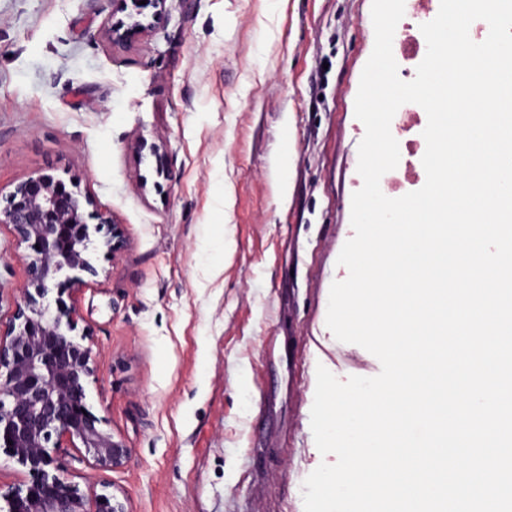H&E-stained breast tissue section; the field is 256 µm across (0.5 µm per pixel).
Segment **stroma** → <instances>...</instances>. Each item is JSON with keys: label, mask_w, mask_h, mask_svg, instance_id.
<instances>
[{"label": "stroma", "mask_w": 512, "mask_h": 512, "mask_svg": "<svg viewBox=\"0 0 512 512\" xmlns=\"http://www.w3.org/2000/svg\"><path fill=\"white\" fill-rule=\"evenodd\" d=\"M372 0H170L152 32L112 39V0H0V198L51 175L108 205L97 269L64 295L98 361L86 404L132 458L81 490L131 512H304L320 463L316 369L378 359L326 325L359 190L354 112L374 47ZM231 253H224V241ZM0 224V324L28 282ZM99 224L98 232L101 231V226H108L112 229L109 234L105 236L103 245L108 249L112 250V253L118 252L125 244V233L122 224H116L111 215L110 209L105 205H99Z\"/></svg>", "instance_id": "35a3bbf8"}]
</instances>
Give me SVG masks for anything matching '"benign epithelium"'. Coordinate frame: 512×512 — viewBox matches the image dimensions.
I'll use <instances>...</instances> for the list:
<instances>
[{"mask_svg": "<svg viewBox=\"0 0 512 512\" xmlns=\"http://www.w3.org/2000/svg\"><path fill=\"white\" fill-rule=\"evenodd\" d=\"M123 14L112 24V39L123 42L152 30L167 0H113ZM0 223L30 249L28 272L34 290L22 289L12 320L0 331V449L27 470L29 479L0 493V512H129L122 493L91 494L62 474L54 449L82 445L96 467L119 468L131 458L123 439L100 427L85 404V383L98 365L86 334L76 335L71 311L51 314L43 299L47 282L63 268L79 272L80 286L97 270L84 256L90 242L79 196L43 175L20 183L0 200ZM99 225L110 227L103 245L117 252L125 244L123 225L102 205Z\"/></svg>", "mask_w": 512, "mask_h": 512, "instance_id": "obj_1", "label": "benign epithelium"}]
</instances>
